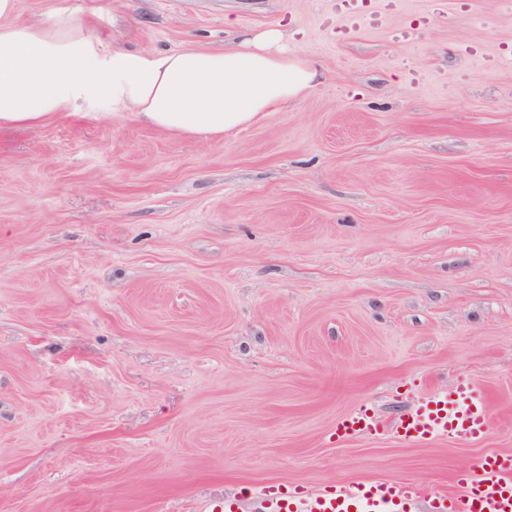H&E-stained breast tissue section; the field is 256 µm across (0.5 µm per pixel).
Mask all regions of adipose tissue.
Masks as SVG:
<instances>
[{
    "instance_id": "ef3b65f1",
    "label": "adipose tissue",
    "mask_w": 512,
    "mask_h": 512,
    "mask_svg": "<svg viewBox=\"0 0 512 512\" xmlns=\"http://www.w3.org/2000/svg\"><path fill=\"white\" fill-rule=\"evenodd\" d=\"M16 10L17 0H0V127L37 126L106 101L156 129L211 140L254 125L318 83L310 62L288 54L280 29L221 51H109L68 15L33 25L16 22Z\"/></svg>"
}]
</instances>
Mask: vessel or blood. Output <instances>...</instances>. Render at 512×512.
<instances>
[{"mask_svg":"<svg viewBox=\"0 0 512 512\" xmlns=\"http://www.w3.org/2000/svg\"><path fill=\"white\" fill-rule=\"evenodd\" d=\"M380 424L368 409L360 408L340 418L337 440L378 431ZM492 428L486 396L469 379L423 398L401 417L395 432L408 443L438 437H461L473 442L487 438ZM248 496L257 512H512V452L481 455L454 478L452 491L427 496L414 484L393 480H363L329 485L320 490L293 491L281 485L251 487ZM427 510H420V502Z\"/></svg>","mask_w":512,"mask_h":512,"instance_id":"obj_1","label":"vessel or blood"}]
</instances>
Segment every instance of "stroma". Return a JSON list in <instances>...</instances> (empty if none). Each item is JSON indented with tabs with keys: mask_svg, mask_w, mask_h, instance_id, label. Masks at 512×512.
<instances>
[{
	"mask_svg": "<svg viewBox=\"0 0 512 512\" xmlns=\"http://www.w3.org/2000/svg\"><path fill=\"white\" fill-rule=\"evenodd\" d=\"M109 49L266 29L325 78L213 140L101 104L0 129V512H197L247 486L428 494L512 452V0H18ZM468 378L479 443L399 441ZM368 407L381 434L336 440Z\"/></svg>",
	"mask_w": 512,
	"mask_h": 512,
	"instance_id": "1",
	"label": "stroma"
}]
</instances>
